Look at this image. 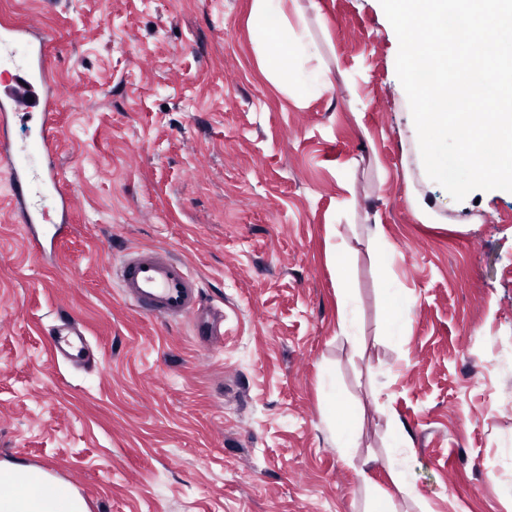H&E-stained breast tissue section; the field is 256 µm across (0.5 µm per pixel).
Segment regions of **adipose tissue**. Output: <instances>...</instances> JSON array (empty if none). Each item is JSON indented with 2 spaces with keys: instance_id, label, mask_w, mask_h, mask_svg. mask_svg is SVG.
Instances as JSON below:
<instances>
[{
  "instance_id": "1",
  "label": "adipose tissue",
  "mask_w": 512,
  "mask_h": 512,
  "mask_svg": "<svg viewBox=\"0 0 512 512\" xmlns=\"http://www.w3.org/2000/svg\"><path fill=\"white\" fill-rule=\"evenodd\" d=\"M317 0H252L251 40L265 78L295 107L305 108L332 87V67L321 42L316 41L306 21L317 11ZM395 439L386 467L395 487L375 494L383 512H395V494L418 498L405 461L412 454L414 438L400 418H393ZM40 471L0 463V512H87L82 497L61 487L51 499L41 498L35 481Z\"/></svg>"
}]
</instances>
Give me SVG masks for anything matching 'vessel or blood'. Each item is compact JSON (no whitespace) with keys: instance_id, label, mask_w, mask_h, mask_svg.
<instances>
[{"instance_id":"vessel-or-blood-1","label":"vessel or blood","mask_w":512,"mask_h":512,"mask_svg":"<svg viewBox=\"0 0 512 512\" xmlns=\"http://www.w3.org/2000/svg\"><path fill=\"white\" fill-rule=\"evenodd\" d=\"M46 32L10 21L0 22V69L13 73L12 83L0 87V169L9 181L12 221L19 224L28 245L46 253L63 237L76 204L67 190L57 157L55 109L60 89L50 78ZM36 120L34 136L19 141L14 121ZM59 209L58 222H49V203ZM117 286L125 303L145 317L169 322L194 319V335L205 348L224 343V315L202 314L203 289L189 264L166 249L127 247L116 265ZM45 338L56 361L85 366L89 344L81 319L56 312Z\"/></svg>"}]
</instances>
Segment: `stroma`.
Masks as SVG:
<instances>
[{
  "label": "stroma",
  "instance_id": "35a3bbf8",
  "mask_svg": "<svg viewBox=\"0 0 512 512\" xmlns=\"http://www.w3.org/2000/svg\"><path fill=\"white\" fill-rule=\"evenodd\" d=\"M317 2L338 66L298 109L260 70L251 0H0V20L55 36L58 158L80 201L37 259L0 172V461L49 473L88 512H366L359 469L375 457L389 487L395 415L433 512H512V192L458 202L432 181L379 0ZM129 245L194 268L222 348L123 301L111 269ZM392 282L413 305L395 339ZM56 310L85 323L87 368L52 360ZM325 363L344 406L330 426ZM352 430L357 448L334 447ZM338 328L340 335L354 343L357 338V316L352 299L345 291L338 297Z\"/></svg>",
  "mask_w": 512,
  "mask_h": 512
}]
</instances>
